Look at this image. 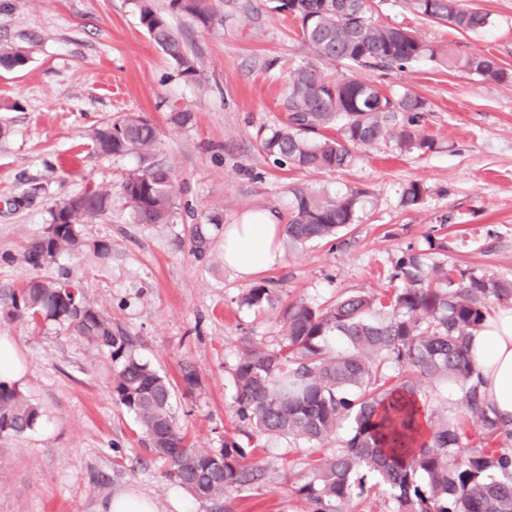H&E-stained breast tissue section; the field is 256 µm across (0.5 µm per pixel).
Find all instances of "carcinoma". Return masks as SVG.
Instances as JSON below:
<instances>
[{
	"label": "carcinoma",
	"mask_w": 512,
	"mask_h": 512,
	"mask_svg": "<svg viewBox=\"0 0 512 512\" xmlns=\"http://www.w3.org/2000/svg\"><path fill=\"white\" fill-rule=\"evenodd\" d=\"M425 19L445 21L474 33L489 25L487 14L463 0H409ZM270 9L293 17L307 48V60L288 74L286 121L259 139L261 150L280 165L303 171L352 167L358 149L383 141L400 150L430 149L419 134L427 103L405 89L387 93L357 76L329 79L323 66L345 64L356 70L403 72L428 60L450 71L507 83L512 74L492 53L461 55L438 49L411 31L377 25L368 0H268ZM169 12L185 14L205 27L223 22L214 0H169ZM140 22L177 76L197 79L168 17L151 0H139ZM26 48L0 45V67L27 65ZM334 129L336 135L326 131ZM156 127L138 112H126L96 127L92 144L104 156L140 155L142 166L129 174L122 190L139 224H167L176 209L169 169L151 161ZM291 217L285 233L293 245L329 241L355 223L363 191L315 194L291 191ZM424 188L407 184L401 204L419 205ZM109 207V195L96 190L81 205L52 211L46 235L31 240L27 261L40 267L84 245L83 225ZM194 252L203 254L209 238L198 224L190 228ZM394 286L381 294L351 292L320 309L301 298L282 312L281 336L272 348L248 346L232 371L234 407L249 430L244 439L227 437L219 451L197 448L176 422L174 385L142 362L126 330L88 300L79 283L65 275L32 280L12 297L8 317L53 320L74 330L87 346L112 363V396L135 418L160 476L194 498L221 501L264 481L255 461L263 436L285 437L309 445L303 471H289L290 490L307 512H367L374 488L388 512H512V426L485 402L474 380L472 336L483 329L494 301L512 300V282L486 276L461 277L423 253L403 254L390 274ZM265 285L242 297L248 306L270 300ZM343 339L340 349L330 338ZM452 384L461 392L464 414L478 426L470 434L465 420L422 397V379ZM180 382L192 393L201 385L197 370L185 364ZM41 409L0 379V435L34 429ZM346 434L330 453L324 441Z\"/></svg>",
	"instance_id": "1"
}]
</instances>
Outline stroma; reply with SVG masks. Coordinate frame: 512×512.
I'll return each mask as SVG.
<instances>
[{
    "label": "stroma",
    "mask_w": 512,
    "mask_h": 512,
    "mask_svg": "<svg viewBox=\"0 0 512 512\" xmlns=\"http://www.w3.org/2000/svg\"><path fill=\"white\" fill-rule=\"evenodd\" d=\"M488 13L479 33L414 14L407 0H370L380 25L464 54L490 52L512 71V0H466ZM224 24L200 26L170 16L199 69L188 83L173 72L140 23L137 0H0V43L28 47L21 69L0 68V336L10 337L22 367L17 385L37 404L41 423L0 436V512H107L112 496L132 492L156 512H305L288 487L304 443L264 439L262 485L222 507L197 500L159 475L133 419L112 397V365L73 331L27 317L6 318L13 292L34 279L67 275L87 298L138 341L137 354L179 382L193 365L202 387L177 393V422L188 442L221 449L241 424L231 370L247 346H276L281 313L300 297L325 307L345 292H380L402 252H430L456 273L512 281V83L450 72L424 61L404 72L363 70L384 90L407 88L428 104L421 133L432 149L402 153L381 143L338 172L281 166L259 148L261 133L286 117L288 71L308 52L295 22L266 0H216ZM192 113L170 124L169 108ZM139 112L157 127L153 152L170 168L178 209L170 223L139 224L121 191L137 155L103 156L90 135L103 121ZM76 157L78 168L63 161ZM424 189L414 208L400 203L411 182ZM33 184L43 193L21 203ZM366 190L355 224L329 243H283L280 265L242 281L224 264L221 226L268 210L290 216V189ZM89 190L109 193L102 218L84 225L87 245L35 267L28 241L44 235L50 211ZM212 241L192 253L191 225ZM112 246L101 258L94 243ZM271 288L262 306L241 302L250 284Z\"/></svg>",
    "instance_id": "obj_1"
}]
</instances>
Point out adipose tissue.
I'll return each instance as SVG.
<instances>
[{"label":"adipose tissue","instance_id":"ef3b65f1","mask_svg":"<svg viewBox=\"0 0 512 512\" xmlns=\"http://www.w3.org/2000/svg\"><path fill=\"white\" fill-rule=\"evenodd\" d=\"M283 235V225L268 211L225 225V266L245 280L269 270L282 259ZM471 354L487 402L503 420H512V307L488 318L472 339Z\"/></svg>","mask_w":512,"mask_h":512}]
</instances>
